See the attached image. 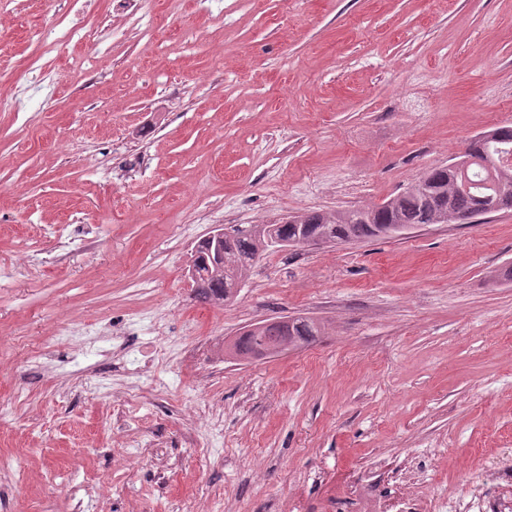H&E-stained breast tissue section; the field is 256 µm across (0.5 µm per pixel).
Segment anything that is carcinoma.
Returning <instances> with one entry per match:
<instances>
[{
    "label": "carcinoma",
    "mask_w": 512,
    "mask_h": 512,
    "mask_svg": "<svg viewBox=\"0 0 512 512\" xmlns=\"http://www.w3.org/2000/svg\"><path fill=\"white\" fill-rule=\"evenodd\" d=\"M495 136L482 139L475 136L467 151L479 159L495 162L491 186H477L468 191L463 187V174L448 165L430 169L401 193L372 207L350 208L342 211L302 213L300 224L314 233H322L338 244L375 238H395V226L411 229L424 224H473L487 215L490 206L502 192L512 194V165L498 162L501 154L512 155V126L492 129ZM266 251L253 233V225L232 228L224 238V256L216 258L210 242H198L193 255L197 272L195 298L202 304L222 306L237 294L239 280ZM322 335L320 323L298 318L288 329L275 334L259 333L238 338L239 352L250 359L264 358L263 352L273 339L307 343Z\"/></svg>",
    "instance_id": "1"
}]
</instances>
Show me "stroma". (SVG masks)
Wrapping results in <instances>:
<instances>
[{"mask_svg": "<svg viewBox=\"0 0 512 512\" xmlns=\"http://www.w3.org/2000/svg\"><path fill=\"white\" fill-rule=\"evenodd\" d=\"M95 20L60 55L36 0L0 14V512L297 492L336 512L403 466L428 506L477 494L512 456V210L271 249L221 307L188 268L213 227L383 203L512 126V0H151L137 22L98 0ZM298 314L324 336L225 360Z\"/></svg>", "mask_w": 512, "mask_h": 512, "instance_id": "1", "label": "stroma"}]
</instances>
